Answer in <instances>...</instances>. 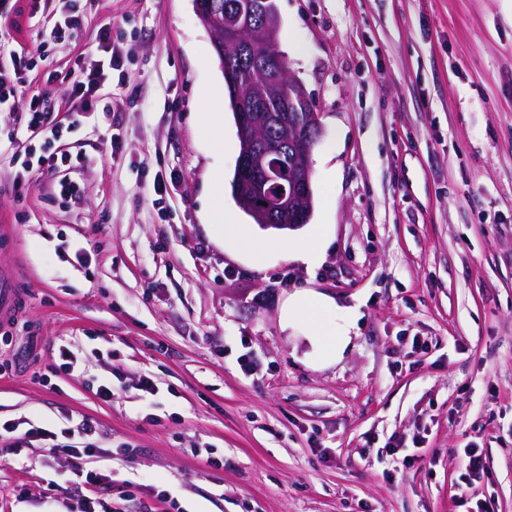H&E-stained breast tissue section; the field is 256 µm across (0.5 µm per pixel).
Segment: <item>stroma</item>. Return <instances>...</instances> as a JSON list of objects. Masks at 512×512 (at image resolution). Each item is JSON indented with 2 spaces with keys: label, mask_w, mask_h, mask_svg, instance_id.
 Masks as SVG:
<instances>
[{
  "label": "stroma",
  "mask_w": 512,
  "mask_h": 512,
  "mask_svg": "<svg viewBox=\"0 0 512 512\" xmlns=\"http://www.w3.org/2000/svg\"><path fill=\"white\" fill-rule=\"evenodd\" d=\"M275 4L322 123L311 218L281 231L233 196L237 127L193 0H10L0 14V52L33 63L1 134L33 94L66 110L101 28L122 53L102 106L61 134L76 163L20 190L22 157L0 154V269L20 297L0 331V421L92 423L83 466L124 487L126 512H474L451 504L468 448L479 497L512 512V0ZM72 7L71 38L47 42L49 16ZM218 176L226 210L271 243L262 265L206 221ZM63 178L76 198L59 196ZM301 245L321 261L288 257ZM303 291L331 300L326 334L349 328L336 358L282 319ZM78 490L110 512L66 449L0 446V512H71ZM466 459L463 461L462 470L460 475V486L463 484L466 486L472 485L481 479L484 471V463L482 454L478 452L476 448L465 449Z\"/></svg>",
  "instance_id": "stroma-1"
}]
</instances>
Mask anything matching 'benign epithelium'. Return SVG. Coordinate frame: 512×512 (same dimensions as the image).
<instances>
[{"label":"benign epithelium","instance_id":"obj_1","mask_svg":"<svg viewBox=\"0 0 512 512\" xmlns=\"http://www.w3.org/2000/svg\"><path fill=\"white\" fill-rule=\"evenodd\" d=\"M204 26L224 44L241 48L278 45L279 18L274 0H262L260 8L251 2L239 4L235 12L209 14ZM268 72V88L277 97L279 106L274 120L261 125L248 115V108L240 95H235L243 148L236 162L237 181L245 193L247 203L257 196L271 200V208L257 216L266 227L280 226L279 219L290 216L296 225L308 222L311 210L308 203L312 194L311 155L317 144L322 126L319 113L310 104L302 85L292 79L280 78L281 58L273 55L265 58ZM288 129V148L291 168L288 183L278 177L277 159L267 150L263 132Z\"/></svg>","mask_w":512,"mask_h":512}]
</instances>
